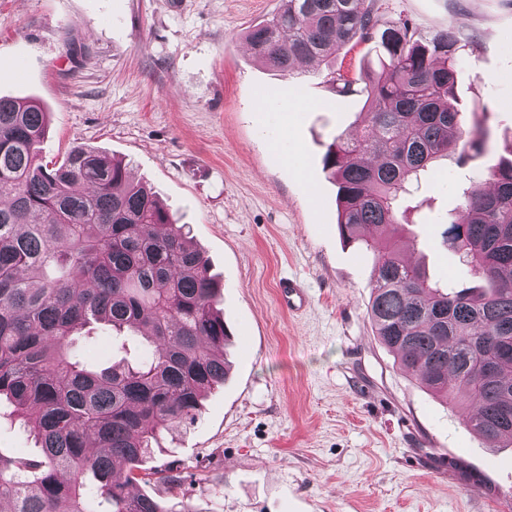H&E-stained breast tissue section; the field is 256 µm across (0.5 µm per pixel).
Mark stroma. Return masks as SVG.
<instances>
[{"mask_svg":"<svg viewBox=\"0 0 512 512\" xmlns=\"http://www.w3.org/2000/svg\"><path fill=\"white\" fill-rule=\"evenodd\" d=\"M417 36H475L450 102L484 149L439 160L403 206L409 261L464 277L440 225L463 188L484 182L512 131V5L507 0H380ZM280 0H0V95L49 113L46 159L90 146L129 163L184 226L222 284L233 338L228 380L199 418L165 433L145 468L178 485L138 492L193 512H512V447L462 424L468 407L432 397L399 369L367 315L373 255L345 243L337 187L323 169L334 136L357 129L365 95L337 96L324 71L285 78L243 32ZM81 56L71 57V48ZM21 59L27 81L2 64ZM309 302L283 309L277 284ZM0 452L39 455L0 402Z\"/></svg>","mask_w":512,"mask_h":512,"instance_id":"1","label":"stroma"}]
</instances>
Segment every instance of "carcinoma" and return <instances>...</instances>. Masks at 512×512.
Returning <instances> with one entry per match:
<instances>
[{
  "label": "carcinoma",
  "mask_w": 512,
  "mask_h": 512,
  "mask_svg": "<svg viewBox=\"0 0 512 512\" xmlns=\"http://www.w3.org/2000/svg\"><path fill=\"white\" fill-rule=\"evenodd\" d=\"M376 2L281 0L243 38L283 76L315 63L341 97L365 83L362 127L333 138L323 165L338 185L340 235L374 255L375 336L422 387L461 395L470 431L512 442V134L510 158L488 170L491 189H466L441 225L442 244L483 285L431 280L399 245L401 203L448 152L483 148L487 130L465 127L448 103L473 39L423 41L406 19L382 21ZM373 39L380 73L331 68L337 50ZM47 128L39 102L0 96V401L41 448L36 459L0 454V502L11 512H189L129 487L178 482L142 463L229 375L219 283L123 161L86 146L48 161ZM97 329L119 335L124 352L102 368L78 351Z\"/></svg>",
  "instance_id": "obj_1"
}]
</instances>
